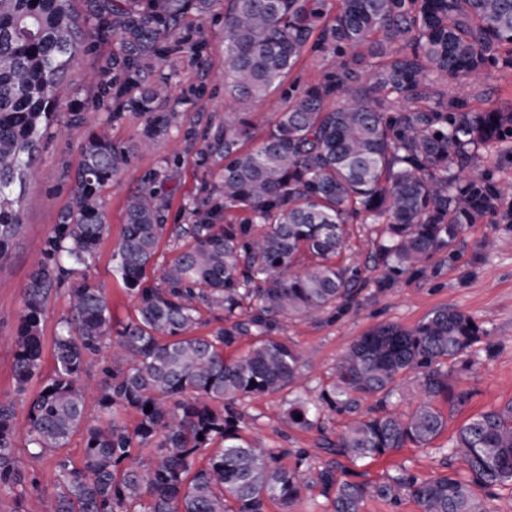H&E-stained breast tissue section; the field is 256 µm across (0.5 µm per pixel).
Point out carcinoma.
<instances>
[{
	"label": "carcinoma",
	"mask_w": 512,
	"mask_h": 512,
	"mask_svg": "<svg viewBox=\"0 0 512 512\" xmlns=\"http://www.w3.org/2000/svg\"><path fill=\"white\" fill-rule=\"evenodd\" d=\"M0 0V272L19 237V197L39 147L56 127L66 74L90 34L112 38V81L101 94L111 112L80 145L70 204L45 238L24 287L14 336L17 394L27 408L25 448L39 463L85 428L81 464L55 458V483L42 488L16 461V403L0 401V491L16 502L39 492L49 512H266L277 502L294 512L304 484L281 452L242 435L243 399L295 386L304 355L273 336L278 318L358 306L372 286L385 292L405 275L423 276L434 254L468 225L496 212L512 192L477 168L480 151L509 145L512 110H478L454 86L489 65L512 67V0ZM224 6V126L199 150L200 164L224 161L210 188L211 205L192 224L165 223L154 189L158 175L126 199L113 270L134 300V320L112 328L108 295L89 271L110 231L101 202L131 162L112 141L110 123L128 108L145 118L139 141L150 148L177 125L169 100L172 74L162 71L171 43L194 58L183 19L205 20ZM339 57L324 81L282 93L273 127L253 147L247 115L281 89L313 37ZM471 173L459 177L454 166ZM235 210L247 217L224 221ZM381 224L368 259L336 258L351 224ZM179 242L146 285L163 238ZM67 288L70 313L53 336L54 368L26 397L41 368V323L51 296ZM251 306L243 313L244 304ZM222 324L209 325L202 310ZM245 337L235 358L224 349ZM486 330L456 307L431 311L412 327L380 324L358 337L336 366L335 381L311 394L298 390L288 425L321 427L324 412L351 422L319 447L353 460L408 445L430 448L448 420L471 399L458 386L457 364L472 368ZM411 378L423 401L410 412L363 414ZM99 422L85 425L88 397ZM448 404L443 411L439 402ZM152 406L150 412L145 407ZM138 416L128 429L123 414ZM149 448L144 462L132 449ZM460 467L419 479L405 471L374 486L318 471L329 512H360L367 497L414 500L421 512H487L482 492L512 482V401L465 420L440 448Z\"/></svg>",
	"instance_id": "carcinoma-1"
}]
</instances>
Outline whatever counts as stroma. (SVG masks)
Here are the masks:
<instances>
[{"label": "stroma", "mask_w": 512, "mask_h": 512, "mask_svg": "<svg viewBox=\"0 0 512 512\" xmlns=\"http://www.w3.org/2000/svg\"><path fill=\"white\" fill-rule=\"evenodd\" d=\"M183 31L205 44L201 58L170 48L166 68L173 74L169 107L180 114V125L148 150L138 151L118 183L102 192V203L110 221V232L101 243L98 260L90 274L104 284L109 298L112 325L120 327L135 317V305L119 276L113 272L112 254L123 229L128 195L143 186L156 172L167 173L160 189L168 203V223H191L194 207L206 205L203 186L215 179V169L203 168L198 150L185 142L183 132L193 129L198 138L212 136L224 123V18L215 13L206 20L187 16ZM118 47L112 40L90 39L83 54L68 72L74 102L82 111L107 115L112 103L99 96L91 73L100 71ZM480 109L512 108V68L488 66L457 85ZM87 126L70 128L63 137L44 140L36 159L38 175L23 191V230L10 254V272L0 275V400L15 396L14 342L23 308L24 286L44 238L65 212L70 201L69 176L80 164L79 144ZM493 237L496 246L485 251L481 243ZM357 310L336 314L329 309L312 317L284 318L276 332L279 339L299 345L310 362L305 378L310 385L329 384L336 363L353 340L378 324L409 326L440 306H454L472 314L488 333L491 353L482 355L473 370L463 372L459 385L472 398L464 416H472L512 400V195L503 198L494 216L469 226L453 243L436 253L425 276L402 279L392 290H365ZM289 389L245 401L241 409L249 423L248 437L269 448L281 450V463L294 468L299 452L312 455V466L304 480H314L317 468L332 462L339 479L375 484L396 469L406 468L418 477L444 472L443 456L429 448H404L385 456L351 461L332 457L317 448L320 434L336 435L347 417L326 415L324 432L305 431L287 425L285 413Z\"/></svg>", "instance_id": "stroma-1"}]
</instances>
